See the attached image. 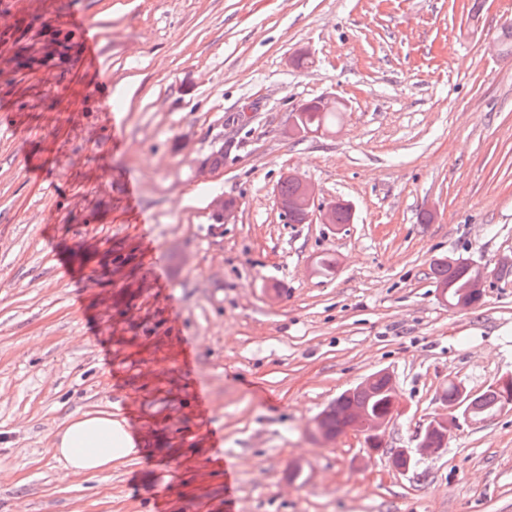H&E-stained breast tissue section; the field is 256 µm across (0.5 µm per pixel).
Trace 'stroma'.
Segmentation results:
<instances>
[{
  "instance_id": "obj_1",
  "label": "stroma",
  "mask_w": 512,
  "mask_h": 512,
  "mask_svg": "<svg viewBox=\"0 0 512 512\" xmlns=\"http://www.w3.org/2000/svg\"><path fill=\"white\" fill-rule=\"evenodd\" d=\"M472 5L0 0V512H512V413L387 455L449 382L512 374V0ZM327 96L335 127L283 136ZM291 172L353 223H284ZM440 259L486 266L482 300L448 308ZM381 369L384 452L315 437ZM96 409L139 452L65 473L53 434Z\"/></svg>"
}]
</instances>
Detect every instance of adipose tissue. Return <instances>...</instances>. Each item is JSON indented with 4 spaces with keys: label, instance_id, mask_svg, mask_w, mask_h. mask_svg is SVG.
I'll list each match as a JSON object with an SVG mask.
<instances>
[{
    "label": "adipose tissue",
    "instance_id": "adipose-tissue-1",
    "mask_svg": "<svg viewBox=\"0 0 512 512\" xmlns=\"http://www.w3.org/2000/svg\"><path fill=\"white\" fill-rule=\"evenodd\" d=\"M53 456L68 473L97 476L136 454L135 440L106 411L66 417L55 434Z\"/></svg>",
    "mask_w": 512,
    "mask_h": 512
}]
</instances>
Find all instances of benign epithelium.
Wrapping results in <instances>:
<instances>
[{
	"instance_id": "7a95c632",
	"label": "benign epithelium",
	"mask_w": 512,
	"mask_h": 512,
	"mask_svg": "<svg viewBox=\"0 0 512 512\" xmlns=\"http://www.w3.org/2000/svg\"><path fill=\"white\" fill-rule=\"evenodd\" d=\"M286 179L299 185L298 193L293 197L277 196L276 206L282 217L288 219L301 215L303 221L317 220L321 224L338 227L336 224V210L343 207L354 213L352 206L342 200L325 201L319 197L316 186L297 174L290 173ZM472 276L468 285L457 290L451 289L446 283L437 284L442 301L452 309H465L470 307L475 299L483 293V288L488 278L487 269L479 264L469 265ZM387 382L390 393L391 408L384 415L371 413L365 408L354 410V422L345 429L347 433L361 435L372 447L383 445V433L395 420L400 412L402 402L398 394L396 384L391 374L380 370L366 376L357 386L360 391H374L380 381ZM493 389L499 394V406L494 414L506 412L512 413V375L505 376L493 384ZM475 393L466 390L462 385H457L455 400L446 403L447 409L432 416L423 433L416 438L413 448H397L395 452L403 460V464L397 467L401 472H407L415 464L418 457L432 455L444 447L448 437V431L464 422L470 426L480 425L489 419V416H481L475 413L472 400Z\"/></svg>"
}]
</instances>
